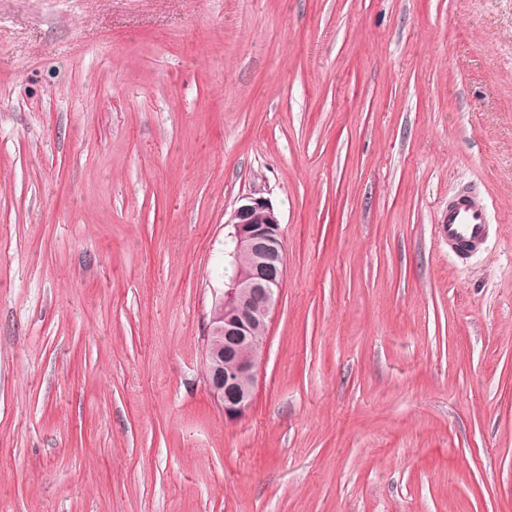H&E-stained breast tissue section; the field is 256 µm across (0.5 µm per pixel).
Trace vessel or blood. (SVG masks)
Here are the masks:
<instances>
[{"label": "vessel or blood", "mask_w": 512, "mask_h": 512, "mask_svg": "<svg viewBox=\"0 0 512 512\" xmlns=\"http://www.w3.org/2000/svg\"><path fill=\"white\" fill-rule=\"evenodd\" d=\"M490 231L486 203L476 189H462L448 199V209L437 226L456 257L474 253L485 243Z\"/></svg>", "instance_id": "b4317fda"}]
</instances>
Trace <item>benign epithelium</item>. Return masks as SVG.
<instances>
[{
  "label": "benign epithelium",
  "instance_id": "7a95c632",
  "mask_svg": "<svg viewBox=\"0 0 512 512\" xmlns=\"http://www.w3.org/2000/svg\"><path fill=\"white\" fill-rule=\"evenodd\" d=\"M227 224L230 235L257 257L254 267L224 281V289L212 303L207 328L212 338L204 352L209 392L224 420L234 422L253 406L261 363L241 358L238 352L265 347L284 287L286 260L281 222L268 198L254 193L241 197Z\"/></svg>",
  "mask_w": 512,
  "mask_h": 512
}]
</instances>
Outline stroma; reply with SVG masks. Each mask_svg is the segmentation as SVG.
<instances>
[{"instance_id":"stroma-1","label":"stroma","mask_w":512,"mask_h":512,"mask_svg":"<svg viewBox=\"0 0 512 512\" xmlns=\"http://www.w3.org/2000/svg\"><path fill=\"white\" fill-rule=\"evenodd\" d=\"M254 192L286 277L230 423ZM0 512H512V0H0ZM477 193L476 188L462 189L448 197V209L436 226L448 242V254L458 259L479 250L489 235L487 205ZM256 194L242 196L226 224L233 230L229 252L236 255L237 265L245 268L253 259L239 243L258 261L224 279V289L215 294L207 328L212 342L203 358L210 395L227 422L244 417L253 406L261 358H241L238 352L264 349L286 275L281 222L272 202ZM255 312L260 319L254 318Z\"/></svg>"}]
</instances>
